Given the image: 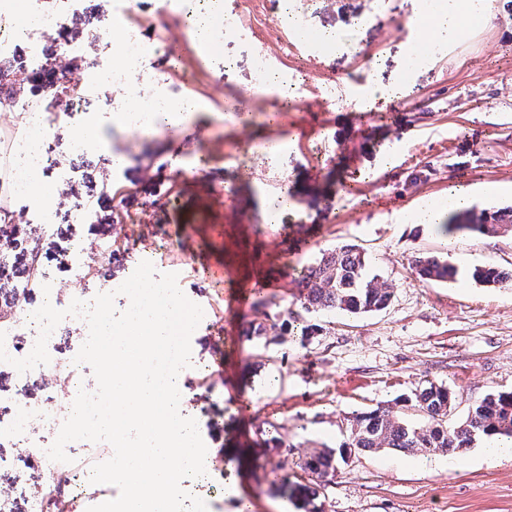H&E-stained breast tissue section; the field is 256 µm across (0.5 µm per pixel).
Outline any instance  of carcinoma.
Segmentation results:
<instances>
[{
  "label": "carcinoma",
  "mask_w": 512,
  "mask_h": 512,
  "mask_svg": "<svg viewBox=\"0 0 512 512\" xmlns=\"http://www.w3.org/2000/svg\"><path fill=\"white\" fill-rule=\"evenodd\" d=\"M86 60L73 56L65 66L48 55L40 71L29 70L21 61L6 65L0 60V100L17 102L28 95L37 98L50 94L54 99L71 96L76 86L62 82L63 74L76 75ZM114 196L98 200V207L111 209L110 220L96 221L90 230L99 235L98 254L114 257L120 248H112L108 227L119 222V211L112 205ZM20 221L0 224V237L8 247L0 252V298H26L42 286L43 262L49 244L19 212ZM444 233L469 232L479 235H512V208L489 212L472 208L451 213L441 224ZM419 277L448 282L457 276V268L435 256L419 255L412 260ZM471 278L484 285L505 282L500 269L475 266ZM301 306L305 310L344 311L352 314L384 309L393 296L391 284L368 272L365 253L356 245L326 250L303 271ZM455 396L445 385L430 381L421 384L409 396L398 399L393 407H378L356 416L351 424V446L370 451L391 449L413 453L419 449L455 452L468 448L476 439L497 435L512 439V391H497L475 401L460 420L450 417ZM297 468L310 476L309 481L281 487L283 495L300 499L305 512H322L317 500L323 481L336 471L334 452L322 450L300 459Z\"/></svg>",
  "instance_id": "cac0c4a2"
}]
</instances>
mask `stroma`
<instances>
[{"mask_svg":"<svg viewBox=\"0 0 512 512\" xmlns=\"http://www.w3.org/2000/svg\"><path fill=\"white\" fill-rule=\"evenodd\" d=\"M148 1L145 13L141 0H93L94 14L111 21L90 58L111 62L116 43L142 32L148 59L137 83L193 94L202 109L135 138L113 130L111 151L91 148L88 167L49 180L53 204L130 177L171 186L168 203L140 198L111 234L127 266L149 253L157 273L182 268L179 288L203 309L182 397L207 447L209 480L187 492L208 512H302L273 481H298L299 457L344 449L356 413L432 381L457 394L458 419L487 393L512 389V283L464 275L450 286L410 268L423 252L463 273L512 267L511 236H447L414 220L459 190L480 209L512 207V9L474 0L479 21L467 31L427 32L418 24L427 0H280L264 30L201 36L176 26L199 0ZM305 5L311 32L336 31L337 44L287 46L314 85L303 105L284 110L255 95L256 60L278 66L286 17ZM424 35L437 54L411 65L410 42ZM169 50L181 69L165 76ZM84 89L99 102L96 117L144 104L90 76ZM116 154L125 165L113 164ZM284 191L283 223H267ZM345 244L364 250L393 298L373 313H306L315 331L302 335L288 320L299 276ZM239 292L277 305L235 313ZM345 451L322 490L324 512H512V448L493 457L482 440L453 455Z\"/></svg>","mask_w":512,"mask_h":512,"instance_id":"35a3bbf8","label":"stroma"}]
</instances>
